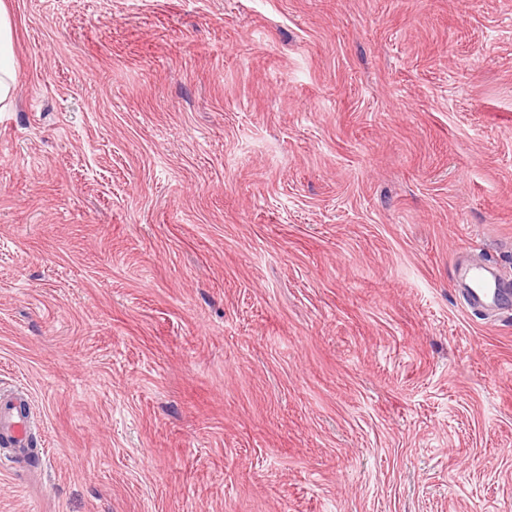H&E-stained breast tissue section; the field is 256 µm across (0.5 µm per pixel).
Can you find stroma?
Instances as JSON below:
<instances>
[{
    "label": "stroma",
    "instance_id": "obj_1",
    "mask_svg": "<svg viewBox=\"0 0 512 512\" xmlns=\"http://www.w3.org/2000/svg\"><path fill=\"white\" fill-rule=\"evenodd\" d=\"M0 512H512V0H7ZM16 84L14 30L5 1H0V111L13 104ZM455 281L477 311L495 312L512 302V281L492 265L462 263L457 267ZM34 427L30 410H24L18 401L1 391L0 432L9 439V448H29Z\"/></svg>",
    "mask_w": 512,
    "mask_h": 512
}]
</instances>
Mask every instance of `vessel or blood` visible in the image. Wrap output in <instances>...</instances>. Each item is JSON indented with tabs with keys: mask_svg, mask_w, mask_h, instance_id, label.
Wrapping results in <instances>:
<instances>
[{
	"mask_svg": "<svg viewBox=\"0 0 512 512\" xmlns=\"http://www.w3.org/2000/svg\"><path fill=\"white\" fill-rule=\"evenodd\" d=\"M455 281L475 310L494 312L512 303V280L502 277L492 265L462 263ZM34 426L30 411L9 396L0 397V433L9 439L11 447H29Z\"/></svg>",
	"mask_w": 512,
	"mask_h": 512,
	"instance_id": "b4317fda",
	"label": "vessel or blood"
}]
</instances>
